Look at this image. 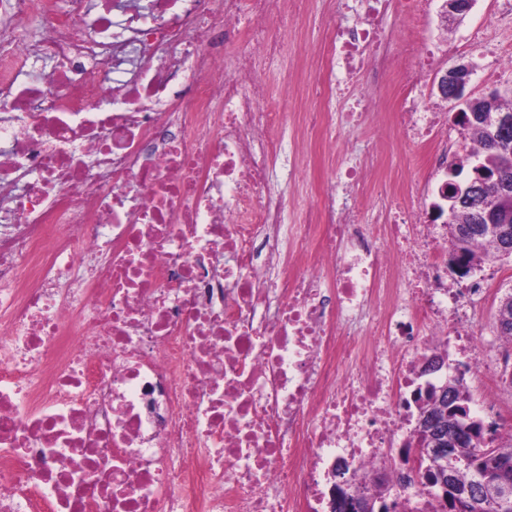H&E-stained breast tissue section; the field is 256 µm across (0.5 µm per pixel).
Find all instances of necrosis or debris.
<instances>
[{
	"label": "necrosis or debris",
	"instance_id": "1",
	"mask_svg": "<svg viewBox=\"0 0 512 512\" xmlns=\"http://www.w3.org/2000/svg\"><path fill=\"white\" fill-rule=\"evenodd\" d=\"M431 2L326 30L286 147L261 62L307 0H0V512H331L340 470L435 512L414 392L453 354L512 435L493 284L449 277L421 208L456 145L444 98L419 105L448 48L414 28ZM360 73L398 102L400 187L343 130ZM314 139L351 194L318 186L292 223L270 176L302 181ZM366 195L382 223L354 218Z\"/></svg>",
	"mask_w": 512,
	"mask_h": 512
}]
</instances>
